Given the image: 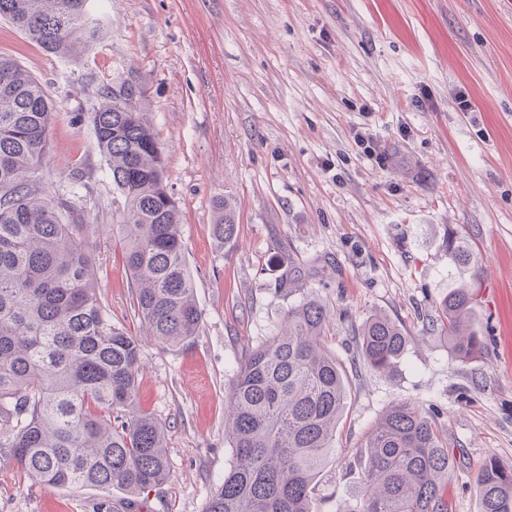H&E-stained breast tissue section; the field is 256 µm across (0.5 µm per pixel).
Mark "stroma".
Wrapping results in <instances>:
<instances>
[{"mask_svg":"<svg viewBox=\"0 0 512 512\" xmlns=\"http://www.w3.org/2000/svg\"><path fill=\"white\" fill-rule=\"evenodd\" d=\"M92 42L50 55L0 18V55L30 70L55 112L40 188L97 225L92 280L114 324L141 340L138 408L166 433L171 477L151 512H204L231 464L225 393L288 307L315 297L323 343L350 381L336 454L313 512L356 508L365 438L395 403L419 406L454 464L451 512H479L474 478L491 456L512 468V0H89ZM142 83L202 321L179 345L147 336L134 306L122 208L89 122L104 92ZM465 94L472 111H460ZM368 146H359L356 135ZM235 201L237 235L212 234ZM471 245L453 260L449 240ZM304 276L281 291L287 266ZM471 287L483 340L455 361L441 303ZM408 342L392 372L359 355L375 313ZM126 512L121 489L49 490L0 459V512ZM215 209L218 217L213 224V234L224 244L230 243L237 234L235 203L230 197L224 196L223 200L215 203Z\"/></svg>","mask_w":512,"mask_h":512,"instance_id":"1","label":"stroma"}]
</instances>
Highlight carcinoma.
<instances>
[{"label": "carcinoma", "instance_id": "1", "mask_svg": "<svg viewBox=\"0 0 512 512\" xmlns=\"http://www.w3.org/2000/svg\"><path fill=\"white\" fill-rule=\"evenodd\" d=\"M88 0H0L5 17L50 54L72 51L95 30ZM139 99L121 85L89 120L123 209L117 227L147 332L161 343L195 336L202 312L187 268L180 210L168 192L162 144ZM54 106L33 73L0 56V449L45 488H120L128 512L169 476L165 431L137 409L140 345L112 324L89 278L91 255L77 240L94 230L82 210L39 190ZM215 238L237 234L236 207L215 203ZM465 286L441 309L454 360L482 347L469 329ZM326 309L313 297L285 313V330L254 348L226 394L225 440L233 464L205 512H311L316 479L336 453L348 380L321 347ZM364 363L389 372L407 336L383 314L362 324ZM365 464L349 512H447L442 480L453 454L410 403L390 406L360 451ZM479 512H512V469L488 458L475 478Z\"/></svg>", "mask_w": 512, "mask_h": 512}]
</instances>
